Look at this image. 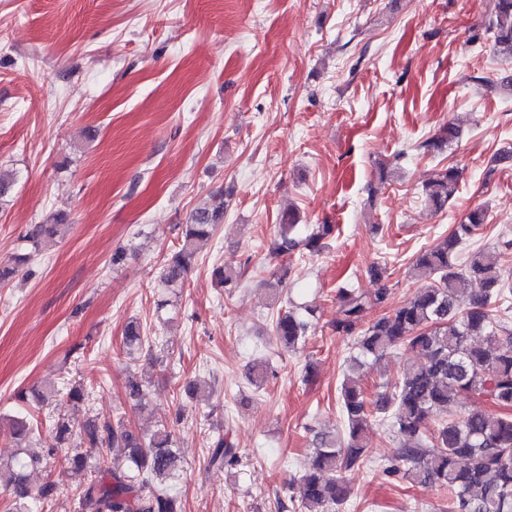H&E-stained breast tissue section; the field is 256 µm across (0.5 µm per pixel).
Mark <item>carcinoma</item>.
Masks as SVG:
<instances>
[{"mask_svg": "<svg viewBox=\"0 0 512 512\" xmlns=\"http://www.w3.org/2000/svg\"><path fill=\"white\" fill-rule=\"evenodd\" d=\"M483 34L493 38L496 49L512 58V0H497L495 18ZM481 34V35H483ZM476 33L473 41L481 39ZM458 139L450 124L439 135L421 143L424 152L445 151ZM459 186V170L448 166L423 182L422 194L436 211L448 206ZM224 222V202L196 209L182 226L181 247L165 261L161 282L181 288L196 261L197 244L208 239ZM486 222V212L476 208L452 227L444 240L418 254L415 276L429 283L408 300L377 320L365 322L369 309L388 299L382 284L387 269L370 267V277L380 287L365 291L343 287L334 330L353 339L354 354L339 393L344 419L343 434L320 432L312 440L309 472L302 476L301 507L304 512H336L351 495L347 473L364 460L370 409L389 421L400 438L394 451V470H404L416 485L450 494L451 512H512V269L504 268L502 256L512 248V239L501 246L479 248L460 262L461 247L477 235ZM296 219L288 214L272 243L276 254L295 251L319 253L331 224H318L309 233L296 234ZM68 225L36 224L29 233L34 250L43 237L63 234ZM28 252L14 258V266L0 264V283H7L16 267L31 260ZM480 288L475 289L472 284ZM315 318L308 305H291L278 311L272 321L274 335L288 348L304 342ZM148 337L131 323L124 344L146 351ZM405 346L422 358L406 367L401 378L375 401L367 399L360 383V370ZM462 397L488 404L486 410H468L429 429L428 420L448 413ZM146 435L122 421H86L79 432L63 417L48 421L47 457L66 451L65 461L84 475L73 497L76 512H182L183 504L170 481L180 469L181 454L175 448L174 426ZM11 435L20 443L33 433L30 422L14 418ZM90 448L117 452L120 463L109 457L88 462L81 454L67 453L74 440ZM209 465L222 468L237 458L234 444L217 435L209 446ZM43 456L26 453L0 463V482L10 489L7 512H29V501L48 500L55 486L45 483L35 490L28 472L42 465Z\"/></svg>", "mask_w": 512, "mask_h": 512, "instance_id": "obj_1", "label": "carcinoma"}]
</instances>
